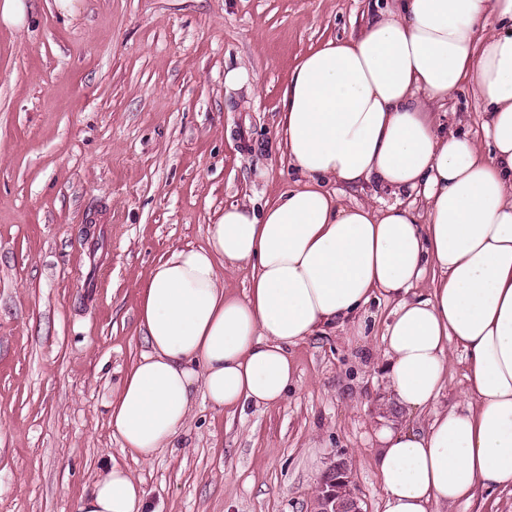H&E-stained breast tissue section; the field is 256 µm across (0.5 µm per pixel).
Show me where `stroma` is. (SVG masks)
<instances>
[{"label": "stroma", "instance_id": "1", "mask_svg": "<svg viewBox=\"0 0 512 512\" xmlns=\"http://www.w3.org/2000/svg\"><path fill=\"white\" fill-rule=\"evenodd\" d=\"M366 5L85 0L66 20L33 0L27 29L0 28V512H76L111 459L162 512H311L342 458L366 512H382L374 431L428 420L386 407V301L360 332L290 347L297 382L279 406L196 399L151 461L123 452L107 417L146 348L136 303L152 265L205 245L224 206L296 186L275 150L282 88ZM239 67L247 82L228 87Z\"/></svg>", "mask_w": 512, "mask_h": 512}]
</instances>
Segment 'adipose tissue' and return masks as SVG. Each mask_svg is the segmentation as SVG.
I'll return each instance as SVG.
<instances>
[{"label":"adipose tissue","mask_w":512,"mask_h":512,"mask_svg":"<svg viewBox=\"0 0 512 512\" xmlns=\"http://www.w3.org/2000/svg\"><path fill=\"white\" fill-rule=\"evenodd\" d=\"M465 90L484 142L449 128ZM277 150L300 176L263 207L232 204L207 244L159 261L137 318L146 349L108 403L120 447H171L195 397L213 410L272 408L296 382L289 346L393 301L382 377L421 429L375 431L383 512H431L478 489L512 493V0H393L355 36L291 69ZM364 192L344 203V192ZM244 269L245 295L224 271ZM432 274L428 294L415 289ZM465 352L464 406L436 410L450 349ZM119 464L77 512H144Z\"/></svg>","instance_id":"obj_1"}]
</instances>
